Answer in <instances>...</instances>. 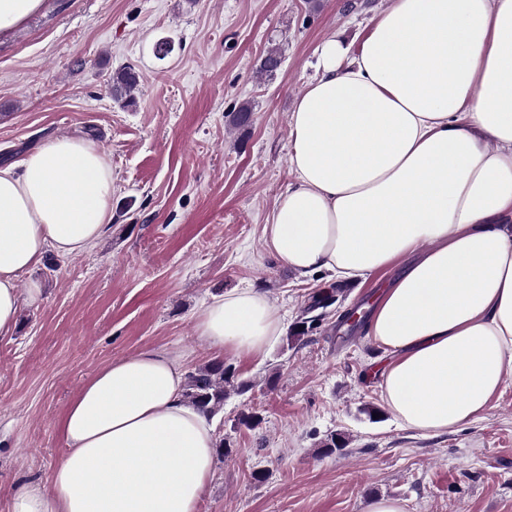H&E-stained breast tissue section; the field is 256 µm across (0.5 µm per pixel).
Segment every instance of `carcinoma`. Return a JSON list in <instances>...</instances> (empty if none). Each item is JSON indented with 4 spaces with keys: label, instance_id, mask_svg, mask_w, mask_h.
<instances>
[{
    "label": "carcinoma",
    "instance_id": "obj_1",
    "mask_svg": "<svg viewBox=\"0 0 512 512\" xmlns=\"http://www.w3.org/2000/svg\"><path fill=\"white\" fill-rule=\"evenodd\" d=\"M138 85V75L128 69L112 75V95L119 101L132 102V92ZM336 288L320 291L308 298L306 311L309 313L328 307L333 299ZM245 390L248 385L234 384L232 367L222 361L208 363L186 377L184 399L197 410L209 417L216 415L224 408V399L233 388Z\"/></svg>",
    "mask_w": 512,
    "mask_h": 512
}]
</instances>
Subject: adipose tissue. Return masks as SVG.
<instances>
[{
	"label": "adipose tissue",
	"instance_id": "ef3b65f1",
	"mask_svg": "<svg viewBox=\"0 0 512 512\" xmlns=\"http://www.w3.org/2000/svg\"><path fill=\"white\" fill-rule=\"evenodd\" d=\"M293 180L263 228L302 275L404 270L378 299L389 352L382 398L428 435L478 420L512 376V0H391L359 47L325 40L290 114ZM112 169L78 137L0 166V337L16 327L18 278L48 255L90 251L111 219ZM284 319L257 288L206 302L209 347L263 356ZM161 349L100 369L60 422L48 486L10 512H198L215 433Z\"/></svg>",
	"mask_w": 512,
	"mask_h": 512
}]
</instances>
